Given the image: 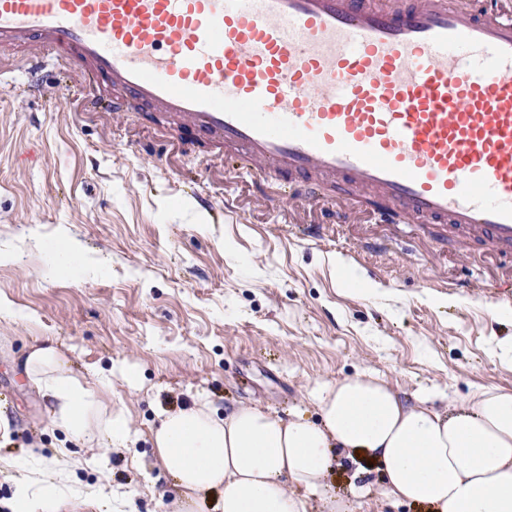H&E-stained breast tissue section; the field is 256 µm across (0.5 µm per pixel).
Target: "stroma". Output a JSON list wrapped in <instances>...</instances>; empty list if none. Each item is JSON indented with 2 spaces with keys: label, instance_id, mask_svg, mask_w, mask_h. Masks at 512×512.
<instances>
[{
  "label": "stroma",
  "instance_id": "1",
  "mask_svg": "<svg viewBox=\"0 0 512 512\" xmlns=\"http://www.w3.org/2000/svg\"><path fill=\"white\" fill-rule=\"evenodd\" d=\"M20 65L0 67V499L23 478L13 460L36 449L45 469L71 463L83 495L74 512H102L113 496L137 512H174L178 491L151 442L162 412L207 396L219 414L247 405L283 419H316L311 393L359 372L407 402L443 408L479 387L512 388L492 354L512 336V298L479 290L492 272L441 227L387 226L335 189L287 192L229 174L204 141L135 103L83 110L90 87L49 67L48 108ZM225 207L220 219L196 197ZM322 226L320 239L299 227ZM80 264L51 269L59 240ZM357 269L377 294L342 288L330 259ZM52 340L73 373L112 384L100 399L122 411L128 447L77 442L57 429L23 375L29 348ZM131 366L136 387L119 374ZM351 512H427L384 495L379 464L339 453L327 479Z\"/></svg>",
  "mask_w": 512,
  "mask_h": 512
}]
</instances>
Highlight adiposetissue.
Instances as JSON below:
<instances>
[{
    "instance_id": "obj_1",
    "label": "adipose tissue",
    "mask_w": 512,
    "mask_h": 512,
    "mask_svg": "<svg viewBox=\"0 0 512 512\" xmlns=\"http://www.w3.org/2000/svg\"><path fill=\"white\" fill-rule=\"evenodd\" d=\"M25 373L59 430L114 448L130 443L123 413L105 406L54 346L33 348ZM312 400L314 421L250 406L223 417L203 396L163 413L153 445L179 490L177 512H307L312 496L325 512H349L326 490L339 448L377 459L389 497L430 512H512V389L479 388L438 409L361 373L318 388ZM16 465L24 477L9 512H64L76 499L67 468L48 475L34 453Z\"/></svg>"
}]
</instances>
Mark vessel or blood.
<instances>
[{"instance_id":"1","label":"vessel or blood","mask_w":512,"mask_h":512,"mask_svg":"<svg viewBox=\"0 0 512 512\" xmlns=\"http://www.w3.org/2000/svg\"><path fill=\"white\" fill-rule=\"evenodd\" d=\"M0 49L82 67L264 182L512 252V0H0Z\"/></svg>"}]
</instances>
